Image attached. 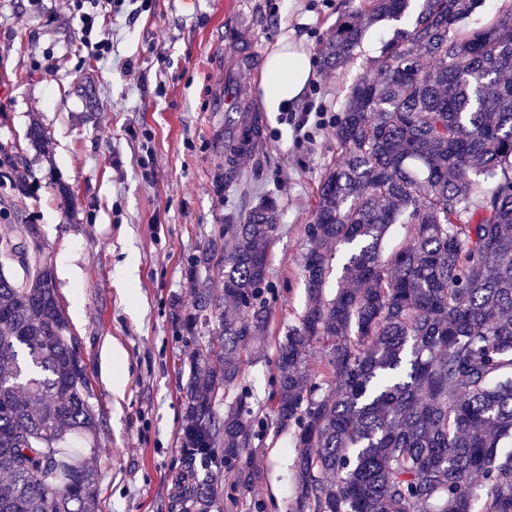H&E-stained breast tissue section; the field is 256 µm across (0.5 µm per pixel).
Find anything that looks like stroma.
Wrapping results in <instances>:
<instances>
[{"instance_id":"obj_1","label":"stroma","mask_w":512,"mask_h":512,"mask_svg":"<svg viewBox=\"0 0 512 512\" xmlns=\"http://www.w3.org/2000/svg\"><path fill=\"white\" fill-rule=\"evenodd\" d=\"M252 24L237 22L233 0H145L104 14L90 35L71 0H0V142L17 146L12 173L31 196L23 220L39 224L56 282L92 384L102 423L95 466L100 512H180L178 482L189 468L182 449L185 377L193 340L173 318L190 304L187 261L220 225L274 198L281 232L269 256L276 296L274 334L284 338L304 307V226L316 190L338 157L333 136L350 88L377 78L368 62L411 26L423 0L398 20L364 31L357 56L340 69L321 63L325 42L360 0H247ZM109 38L112 51L91 57L86 41ZM268 53L282 38L302 42L314 79L297 115L323 111V125L297 128L254 99L255 151L235 177L224 166V84L259 86L262 73L224 71V41ZM47 134L31 146L32 124ZM68 185L65 209L53 189ZM296 450L289 432L267 434L245 454L255 474L249 492L219 482L212 512H249L262 500L285 512Z\"/></svg>"}]
</instances>
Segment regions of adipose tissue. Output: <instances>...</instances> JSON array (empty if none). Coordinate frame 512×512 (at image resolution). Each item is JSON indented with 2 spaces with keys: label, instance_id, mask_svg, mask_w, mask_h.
<instances>
[{
  "label": "adipose tissue",
  "instance_id": "adipose-tissue-1",
  "mask_svg": "<svg viewBox=\"0 0 512 512\" xmlns=\"http://www.w3.org/2000/svg\"><path fill=\"white\" fill-rule=\"evenodd\" d=\"M313 77V63L304 50L292 43H278L263 66L261 88L266 110L277 112L282 106H295Z\"/></svg>",
  "mask_w": 512,
  "mask_h": 512
}]
</instances>
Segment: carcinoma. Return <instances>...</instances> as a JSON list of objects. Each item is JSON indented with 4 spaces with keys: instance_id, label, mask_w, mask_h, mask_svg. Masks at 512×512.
Here are the masks:
<instances>
[{
    "instance_id": "obj_1",
    "label": "carcinoma",
    "mask_w": 512,
    "mask_h": 512,
    "mask_svg": "<svg viewBox=\"0 0 512 512\" xmlns=\"http://www.w3.org/2000/svg\"><path fill=\"white\" fill-rule=\"evenodd\" d=\"M484 2L425 0L370 60L379 77L346 97L304 227L307 301L277 342L260 420L244 374L272 337L276 201L190 258V310L176 300L174 317L218 343L181 362L184 512H211L220 460L247 490L244 453L270 429L297 448L287 512H512V0L470 24ZM408 8L368 0L329 34L324 65L352 61L363 25ZM19 160L0 143V187ZM12 214L0 209V512H97L100 421L79 340L39 225Z\"/></svg>"
}]
</instances>
